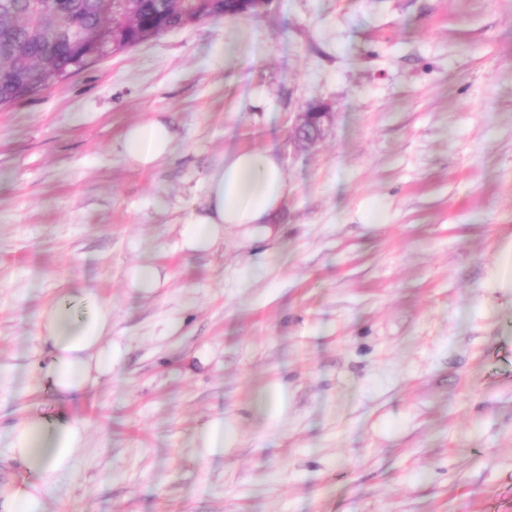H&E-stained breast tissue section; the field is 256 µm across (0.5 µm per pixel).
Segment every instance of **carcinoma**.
<instances>
[{
    "label": "carcinoma",
    "mask_w": 512,
    "mask_h": 512,
    "mask_svg": "<svg viewBox=\"0 0 512 512\" xmlns=\"http://www.w3.org/2000/svg\"><path fill=\"white\" fill-rule=\"evenodd\" d=\"M126 7L116 9L119 14H130L139 19L145 29L160 35L181 28L192 18L194 0L178 3L176 0H123ZM73 17L85 29L94 31L112 22L101 0H72ZM213 17L238 15L243 10L240 0H208ZM52 0H0V45L8 51L0 56V107L11 105L37 93L26 73L39 69V57L44 52L43 42L29 28V21L39 20L40 27H51ZM89 66L77 60L74 53L59 46L53 50L51 68L40 73V88Z\"/></svg>",
    "instance_id": "obj_1"
}]
</instances>
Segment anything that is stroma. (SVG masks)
Here are the masks:
<instances>
[{
	"instance_id": "obj_1",
	"label": "stroma",
	"mask_w": 512,
	"mask_h": 512,
	"mask_svg": "<svg viewBox=\"0 0 512 512\" xmlns=\"http://www.w3.org/2000/svg\"><path fill=\"white\" fill-rule=\"evenodd\" d=\"M155 117L175 152L133 168L117 143ZM243 149L285 170L272 224L182 250ZM509 238L512 0H270L166 32L0 108V434L87 423L47 512H512ZM145 259L150 294L126 286ZM78 288L112 306L111 377L17 393ZM495 280L499 288H512V242L497 259Z\"/></svg>"
}]
</instances>
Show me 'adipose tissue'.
<instances>
[{
	"label": "adipose tissue",
	"instance_id": "adipose-tissue-1",
	"mask_svg": "<svg viewBox=\"0 0 512 512\" xmlns=\"http://www.w3.org/2000/svg\"><path fill=\"white\" fill-rule=\"evenodd\" d=\"M119 148L128 164L146 170L173 154L175 134L167 121L154 118L129 125ZM287 194L284 170L274 154L240 150L225 155L205 180L201 208L184 224L182 248L211 247L228 224L269 223ZM38 341L49 357L35 362L31 387L63 399L110 375L121 353L112 343L111 305L92 298L85 288L42 313ZM87 436L83 421L63 414L21 419L1 440L21 477L0 492V512H46L47 493L72 470Z\"/></svg>",
	"mask_w": 512,
	"mask_h": 512
}]
</instances>
